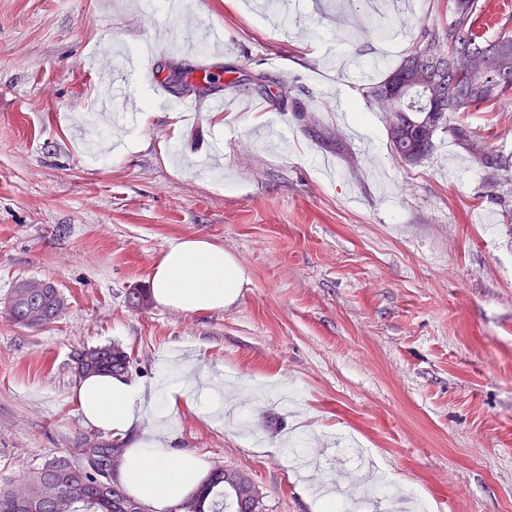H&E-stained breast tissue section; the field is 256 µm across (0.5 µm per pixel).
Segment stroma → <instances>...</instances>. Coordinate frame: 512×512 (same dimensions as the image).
I'll use <instances>...</instances> for the list:
<instances>
[{
  "instance_id": "1",
  "label": "stroma",
  "mask_w": 512,
  "mask_h": 512,
  "mask_svg": "<svg viewBox=\"0 0 512 512\" xmlns=\"http://www.w3.org/2000/svg\"><path fill=\"white\" fill-rule=\"evenodd\" d=\"M370 0H191L169 18L141 0H0V483L111 435L76 401L74 351L123 344L129 379L203 382L169 423L177 455L246 472L266 512H314V481L343 512L401 498L411 512H512V103L452 112L431 155L393 157L382 114L352 81H381L424 27ZM224 34L221 52L201 28ZM155 41L168 96L193 84L182 127L113 125L120 48ZM234 88L275 113L210 118ZM472 132L463 145L452 128ZM503 155L504 168L478 164ZM223 246L249 282L187 314L128 294L164 247ZM54 282L62 318L6 315L22 279Z\"/></svg>"
}]
</instances>
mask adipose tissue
<instances>
[{
	"instance_id": "1",
	"label": "adipose tissue",
	"mask_w": 512,
	"mask_h": 512,
	"mask_svg": "<svg viewBox=\"0 0 512 512\" xmlns=\"http://www.w3.org/2000/svg\"><path fill=\"white\" fill-rule=\"evenodd\" d=\"M248 281L246 272L223 246L202 235H189L170 242L160 253L151 275V296L157 304L184 313L206 312L233 304ZM161 396L163 404H156V397L142 385L121 375L88 376L77 388L85 421L124 438L131 437L144 419L161 422L186 398L187 387L168 379ZM207 473L202 458L173 456L162 440H133L120 467L129 492L153 512H168Z\"/></svg>"
}]
</instances>
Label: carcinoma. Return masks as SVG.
<instances>
[{"instance_id": "cac0c4a2", "label": "carcinoma", "mask_w": 512, "mask_h": 512, "mask_svg": "<svg viewBox=\"0 0 512 512\" xmlns=\"http://www.w3.org/2000/svg\"><path fill=\"white\" fill-rule=\"evenodd\" d=\"M484 8L482 0H446L445 20L424 28L399 64L363 92L376 103L386 93L392 78L405 72L431 71L428 81L409 84L401 92L395 103L397 124L385 122L390 148L400 160L414 164L432 150L434 140L419 135L426 121H434L439 130L448 124V113L482 106L493 111L504 96L512 93V42L503 41V31L490 40L476 32V21ZM433 36L448 42V57L439 59L431 54ZM460 51L487 57L491 66L488 74L475 75L454 68L449 57ZM437 106L442 111L432 112ZM129 300L132 307L146 309L151 305L150 290L134 288ZM64 310L65 297L61 291L39 279L16 283L7 306L11 321L23 327L52 324ZM130 359L126 348L114 342L77 352L73 370L81 378L121 374L127 371ZM93 467L98 469L100 464L79 448L56 455L23 477L29 492L26 501H17L10 485L0 488V512H74L77 503L85 504L90 512H133L131 507L137 499L128 493L121 480L103 483L99 474L91 471ZM170 512H265V508L249 474L211 470L195 491Z\"/></svg>"}]
</instances>
